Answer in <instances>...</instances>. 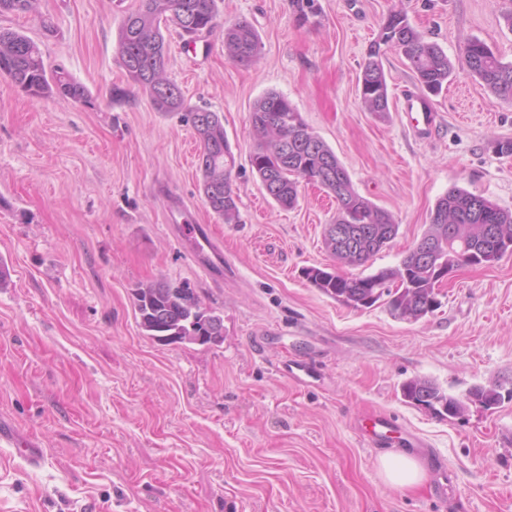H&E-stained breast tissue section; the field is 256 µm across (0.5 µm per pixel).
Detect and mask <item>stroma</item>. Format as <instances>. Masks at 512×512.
<instances>
[{"label": "stroma", "mask_w": 512, "mask_h": 512, "mask_svg": "<svg viewBox=\"0 0 512 512\" xmlns=\"http://www.w3.org/2000/svg\"><path fill=\"white\" fill-rule=\"evenodd\" d=\"M249 22L258 57L233 63L223 30L186 41L175 26L167 76L189 108L222 115L240 219L199 192L198 143L179 113L156 111L127 81L119 29L137 0H35L0 27L41 47L89 103L32 98L0 77V419L44 451L40 465L0 446V512H512V400L437 416L409 404L419 377L459 396L512 388V255L465 266L416 321L386 302L351 308L304 276L335 261L323 244L336 203L301 184L280 208L250 164L254 102L288 97L362 196L390 212L396 237L362 268L398 266L437 200L459 187L512 211V103L457 73L434 96L436 129L399 109L419 91L405 58L383 59L389 110L361 105L360 66L391 10L458 59L471 39L512 62V0H217ZM224 245L218 274L178 232ZM191 289L224 325L218 345H164L137 324L134 291ZM306 366L301 383L287 366ZM384 416L372 447L357 427ZM419 487L386 485L379 458L409 448Z\"/></svg>", "instance_id": "35a3bbf8"}]
</instances>
